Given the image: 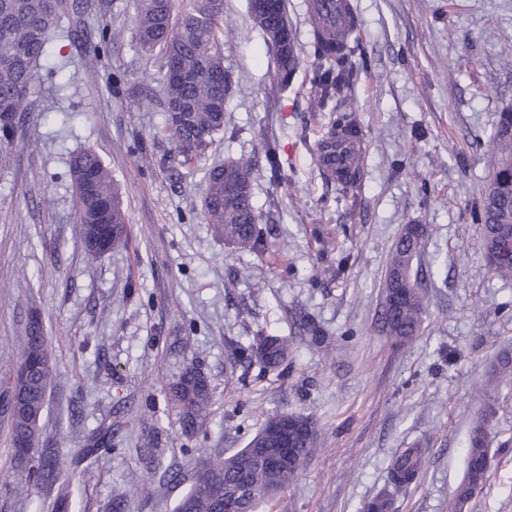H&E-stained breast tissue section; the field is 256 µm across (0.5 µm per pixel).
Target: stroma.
Listing matches in <instances>:
<instances>
[{"instance_id": "obj_1", "label": "stroma", "mask_w": 512, "mask_h": 512, "mask_svg": "<svg viewBox=\"0 0 512 512\" xmlns=\"http://www.w3.org/2000/svg\"><path fill=\"white\" fill-rule=\"evenodd\" d=\"M73 26L53 41L6 166L0 167V390L20 361L30 316L51 346L41 447L60 462L75 512H172L211 458L243 448L275 412L313 420L299 477L257 512H363L390 492L394 512H448L489 371L512 354V281L488 267L474 204L492 177L488 137L512 108V0H353L358 70L348 104L366 151L350 188L318 168L334 117L317 98L302 0H285L298 48L280 90L277 54L248 0H224L237 30L224 46L232 94L224 129L186 161L165 131L164 60L139 49L134 0H69ZM116 36L101 43L100 30ZM100 43L91 60L86 43ZM275 144L271 179L263 144ZM100 155L131 227L99 258L82 246L69 172ZM253 160V204L272 247L240 253L200 217L203 176ZM428 230L415 268L428 304L418 336L394 347L382 280L406 225ZM326 346L310 344L303 320ZM287 338L288 360L259 374L228 346ZM207 378L210 413L185 436L168 399L186 368ZM106 450L82 459L93 438ZM490 478L468 512H512V381L496 390ZM422 449L416 483L396 490L390 460ZM55 494L11 464L0 417V512H39Z\"/></svg>"}]
</instances>
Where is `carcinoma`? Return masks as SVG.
Returning a JSON list of instances; mask_svg holds the SVG:
<instances>
[{"mask_svg": "<svg viewBox=\"0 0 512 512\" xmlns=\"http://www.w3.org/2000/svg\"><path fill=\"white\" fill-rule=\"evenodd\" d=\"M223 0H194L192 7L180 0H135L132 17L136 40L147 53L160 51L165 59L162 94L165 102V130L177 148L191 161L213 143L224 129V109L231 92L230 77L224 70L223 40L233 35L224 23ZM69 0H0V152L12 144L20 115L29 105L35 72L49 61L50 44L64 18L68 17ZM255 25L264 32L288 27L284 2L268 14L250 12ZM313 56L317 61L316 81L320 102L325 104L340 96L348 87L354 72L345 57L336 58V69L323 68L328 60L330 41L324 29L313 31ZM296 49L290 56L277 54L278 83L290 84L296 65ZM512 112L501 114L489 136L491 148L498 155L493 181L503 185L498 200L480 201L475 209L481 224L480 248H489L503 238L512 237V223L503 221L512 214ZM229 172L236 175L237 187L224 183V165L210 167L204 176L201 220L211 225L220 238L239 252H255L263 246L259 214L252 200L250 162L230 160ZM70 174L75 187V211L80 224L82 244L95 239L96 249H86L92 256H103L124 246L129 240L127 217L123 211L118 187L101 157L91 149L72 154ZM426 232L414 236L401 234L393 245L382 282L384 300L391 292L402 290L401 299L392 307H384V326L395 343L412 341L421 330L427 312V301L414 284L412 269L420 255ZM288 340L280 336L266 337V350H249L247 358L262 369L281 366L288 358ZM20 367L24 379L9 383L7 389L22 393L10 418L9 445L13 466L42 485L57 484L59 468L52 455L39 449V422L52 382L50 352L44 326L39 320L29 322L22 340ZM170 399L178 410L182 433L192 436L203 424L210 404V388L205 376L188 368L170 389ZM495 414L488 403L473 422L466 442L465 473L454 490L448 512H459L486 487L489 478L490 422ZM284 413L276 412L234 454L209 462L214 477L196 480L178 502L175 512H222L223 500L218 488L225 492L248 482L252 494L240 498V512H256L260 502L290 485L300 474L316 440V428L290 434L292 462L288 467L271 472L257 460L248 474L240 476L238 457L248 451L261 436L279 426ZM422 469L419 448H406L392 460L389 472L396 486L417 481Z\"/></svg>", "mask_w": 512, "mask_h": 512, "instance_id": "1", "label": "carcinoma"}]
</instances>
